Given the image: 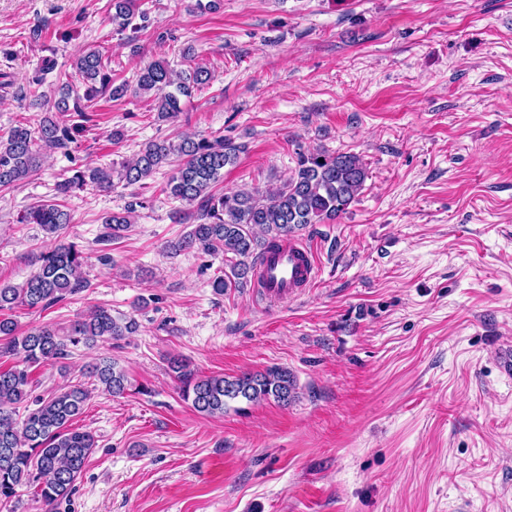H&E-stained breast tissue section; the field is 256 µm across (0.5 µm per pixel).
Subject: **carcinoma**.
I'll list each match as a JSON object with an SVG mask.
<instances>
[{
    "instance_id": "obj_1",
    "label": "carcinoma",
    "mask_w": 512,
    "mask_h": 512,
    "mask_svg": "<svg viewBox=\"0 0 512 512\" xmlns=\"http://www.w3.org/2000/svg\"><path fill=\"white\" fill-rule=\"evenodd\" d=\"M140 22H135V19ZM147 13L138 11L136 0H112V25L126 35L129 43L145 28ZM80 78L77 87L68 74L57 75L60 113L86 118L97 98L109 95L120 99L128 90L145 96L156 111L157 120L172 121L183 111L182 99H191L194 89L212 79L210 70L196 65L189 71L175 72L165 61L148 63L137 74L136 85L114 84L103 50L83 49L72 61ZM56 69L53 59H43L27 80L29 106L41 107L35 87ZM80 126L58 121L43 112L34 122H20L0 135V188L8 189L28 177L40 164L43 148L68 149ZM245 146L234 145L224 137L183 136L178 142L155 139L145 143L135 158L125 162L117 173L118 181L146 185L160 167L174 165L165 192L174 201L196 208L197 224L177 242L169 245L174 254L224 253L229 272L214 278V293L224 294L232 286L251 280L257 260L279 242L300 237L310 224L336 219L355 200L367 178L361 158L352 153L300 155L298 167L287 181L264 190L241 188L224 193L215 191ZM90 186L101 191L112 189V170L86 166L58 182L55 199L44 201L19 217L20 224H38L51 238L60 236L70 223V214L61 200L76 189ZM131 205L123 213L102 218L105 232L99 241L110 242L129 229ZM84 257L75 243L58 241L36 256V271L18 286L0 283V312L18 305L31 310H46L90 287L80 276ZM132 316L117 319L101 307L73 321L64 333L46 325L21 333L17 324L0 318V356L17 359L13 367L0 370V507L13 502L17 489L30 486L48 507L68 498L84 471L95 445L91 432L72 428L82 413L90 392L79 381L47 397L34 394L32 369L69 356V346L88 349L100 343L120 340L138 331ZM177 373L181 397L199 413L222 415L232 402L255 403L272 399L287 404L298 398L294 374L273 366L263 372H242L236 376H201L179 359L170 362ZM86 376L92 384L113 396L128 390V377L116 363L103 360L93 365ZM22 405L27 413L15 418Z\"/></svg>"
}]
</instances>
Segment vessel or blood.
<instances>
[{
	"label": "vessel or blood",
	"instance_id": "obj_1",
	"mask_svg": "<svg viewBox=\"0 0 512 512\" xmlns=\"http://www.w3.org/2000/svg\"><path fill=\"white\" fill-rule=\"evenodd\" d=\"M259 291L271 301L284 300L311 287L317 276L313 250L305 243L291 241L265 255L257 264Z\"/></svg>",
	"mask_w": 512,
	"mask_h": 512
}]
</instances>
